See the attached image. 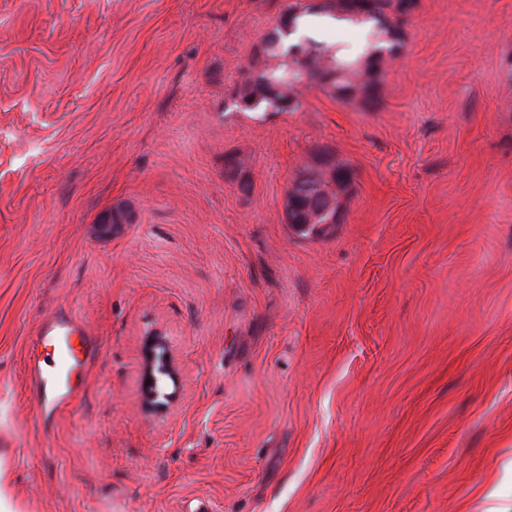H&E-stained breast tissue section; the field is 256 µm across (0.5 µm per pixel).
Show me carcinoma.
Masks as SVG:
<instances>
[{
  "mask_svg": "<svg viewBox=\"0 0 512 512\" xmlns=\"http://www.w3.org/2000/svg\"><path fill=\"white\" fill-rule=\"evenodd\" d=\"M411 2L413 0H324L321 8L316 9L306 0H288L282 16L288 18L292 29L275 26L265 37V41L275 45L270 57L279 58L281 62L272 69L261 68L257 62L251 64L238 93L241 109L253 111L265 104L285 111L287 107L280 102L299 101L298 83L292 71L293 66L299 64L307 69L312 80L342 81L338 85L341 92L355 85L366 88L374 85L382 74L385 57H394L392 45L384 39L390 34L388 25L396 27L403 23ZM309 14L366 28V48L352 58L304 35L293 43L288 42V36L298 28L299 19Z\"/></svg>",
  "mask_w": 512,
  "mask_h": 512,
  "instance_id": "cac0c4a2",
  "label": "carcinoma"
}]
</instances>
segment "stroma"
Instances as JSON below:
<instances>
[{"label": "stroma", "instance_id": "obj_1", "mask_svg": "<svg viewBox=\"0 0 512 512\" xmlns=\"http://www.w3.org/2000/svg\"><path fill=\"white\" fill-rule=\"evenodd\" d=\"M284 5L0 0L19 512H512V0H419L376 103L240 111ZM318 157L351 181L307 232L286 194ZM54 318L100 342L61 411L25 376ZM145 395L146 411L153 412L166 408L171 400L170 394L161 392L160 377H166L172 382L177 379V366L169 352L166 336L156 332L145 342ZM150 379V384L146 380Z\"/></svg>", "mask_w": 512, "mask_h": 512}]
</instances>
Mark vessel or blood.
Listing matches in <instances>:
<instances>
[{
  "mask_svg": "<svg viewBox=\"0 0 512 512\" xmlns=\"http://www.w3.org/2000/svg\"><path fill=\"white\" fill-rule=\"evenodd\" d=\"M41 339L52 347L56 358L48 370L38 362L28 364L27 375L39 398L61 410L75 401L72 376L96 357L98 342L87 329L60 319L47 322Z\"/></svg>",
  "mask_w": 512,
  "mask_h": 512,
  "instance_id": "b4317fda",
  "label": "vessel or blood"
}]
</instances>
